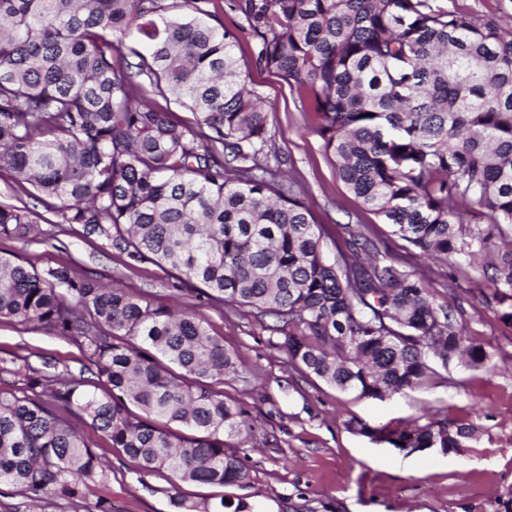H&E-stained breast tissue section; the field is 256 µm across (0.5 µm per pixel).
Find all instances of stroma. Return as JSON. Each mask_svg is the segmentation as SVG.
Instances as JSON below:
<instances>
[{"mask_svg":"<svg viewBox=\"0 0 512 512\" xmlns=\"http://www.w3.org/2000/svg\"><path fill=\"white\" fill-rule=\"evenodd\" d=\"M435 10L492 16L512 28V0H426ZM254 38H240L253 90L270 114L271 166L293 185L323 230V249L338 257L351 234L371 242L370 254L397 257L427 279L437 305L452 310L464 334L478 339L489 360L479 367L458 362L438 370L423 387L379 398L340 391L289 363L272 317L248 309L212 305L177 291L167 269L136 262L106 239L66 229L46 241H0V255L37 269L72 265L102 282L125 288L153 305L175 306L203 316L226 348L245 365L223 385L226 402L240 406L249 431L226 437L229 450L247 460L248 487L172 483L168 473L140 474L138 460L113 447L102 433L84 428L85 439L110 469L101 495L114 512H178L173 497L202 506L220 497H242L257 512H512V323L502 320L490 274L482 266L499 239L472 263L448 264L419 257L393 235L380 215L365 207L339 178L335 157L324 149L315 113L304 111L287 83L256 64ZM29 357L34 365L79 373L78 349L47 328L0 322V359ZM447 420L472 431L461 448L407 453L359 433L360 424L381 430L410 420Z\"/></svg>","mask_w":512,"mask_h":512,"instance_id":"35a3bbf8","label":"stroma"}]
</instances>
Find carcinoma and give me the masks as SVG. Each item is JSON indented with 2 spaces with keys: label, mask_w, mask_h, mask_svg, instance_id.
Returning <instances> with one entry per match:
<instances>
[{
  "label": "carcinoma",
  "mask_w": 512,
  "mask_h": 512,
  "mask_svg": "<svg viewBox=\"0 0 512 512\" xmlns=\"http://www.w3.org/2000/svg\"><path fill=\"white\" fill-rule=\"evenodd\" d=\"M211 2L0 0V170L57 223L168 267L211 304L275 318L288 327L278 346L289 363L336 389L380 397L423 386L436 365L485 364L422 275L391 259L326 256L321 227L269 167L270 115L236 48L241 33L259 40L257 61L319 116L355 197L421 255L454 264L512 228V33L425 0H230L240 15L230 29ZM136 75L193 119L145 103ZM463 199L484 210L483 229L460 222ZM35 216L0 204V240L42 234ZM492 278L512 299V243ZM0 320L73 343L102 388L11 360L21 388L0 395V485L24 504L112 512L97 494L109 474L73 417L144 475L250 484L244 458L224 447L247 425L244 410L217 389L242 359L207 321L70 265L39 271L3 256ZM469 436L413 422L386 441L448 452ZM200 512L253 510L221 499Z\"/></svg>",
  "instance_id": "obj_1"
}]
</instances>
